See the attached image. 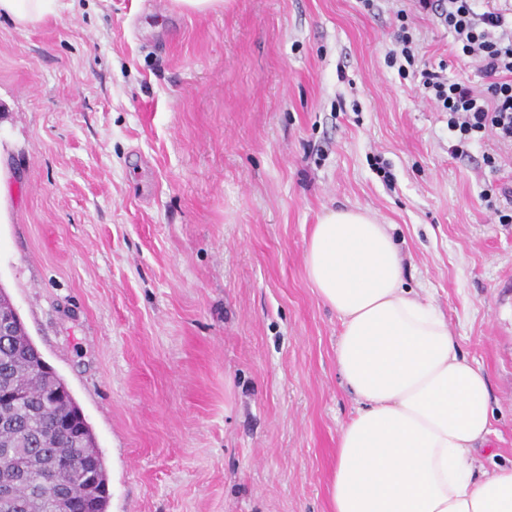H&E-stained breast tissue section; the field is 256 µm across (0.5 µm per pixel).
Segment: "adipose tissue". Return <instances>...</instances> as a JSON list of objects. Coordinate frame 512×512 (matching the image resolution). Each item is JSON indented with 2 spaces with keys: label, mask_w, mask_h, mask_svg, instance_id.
I'll list each match as a JSON object with an SVG mask.
<instances>
[{
  "label": "adipose tissue",
  "mask_w": 512,
  "mask_h": 512,
  "mask_svg": "<svg viewBox=\"0 0 512 512\" xmlns=\"http://www.w3.org/2000/svg\"><path fill=\"white\" fill-rule=\"evenodd\" d=\"M57 0H0L21 29ZM305 271L341 331L336 363L358 409L342 427L331 512H512V464L479 477L491 434L489 383L458 350L444 316L404 285L389 225L360 209L315 224Z\"/></svg>",
  "instance_id": "1"
}]
</instances>
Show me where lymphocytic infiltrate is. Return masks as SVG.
<instances>
[{
	"instance_id": "lymphocytic-infiltrate-1",
	"label": "lymphocytic infiltrate",
	"mask_w": 512,
	"mask_h": 512,
	"mask_svg": "<svg viewBox=\"0 0 512 512\" xmlns=\"http://www.w3.org/2000/svg\"><path fill=\"white\" fill-rule=\"evenodd\" d=\"M434 12L461 45L463 55L474 59L488 80L479 91L463 81H451L426 71L422 85L438 107L448 114L453 153L493 135L512 146V24L500 11H477V0H418Z\"/></svg>"
}]
</instances>
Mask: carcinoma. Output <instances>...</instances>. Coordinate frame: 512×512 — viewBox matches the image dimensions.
I'll return each mask as SVG.
<instances>
[{
    "mask_svg": "<svg viewBox=\"0 0 512 512\" xmlns=\"http://www.w3.org/2000/svg\"><path fill=\"white\" fill-rule=\"evenodd\" d=\"M21 395L0 405V457L12 462L0 472L9 480L0 494V512H59L57 494L46 487L54 476L61 485L88 483L81 512H106L109 493L103 457L81 407L64 379L42 367V355L23 325L0 335V391Z\"/></svg>",
    "mask_w": 512,
    "mask_h": 512,
    "instance_id": "cac0c4a2",
    "label": "carcinoma"
}]
</instances>
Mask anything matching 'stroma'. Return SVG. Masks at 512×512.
<instances>
[{
	"mask_svg": "<svg viewBox=\"0 0 512 512\" xmlns=\"http://www.w3.org/2000/svg\"><path fill=\"white\" fill-rule=\"evenodd\" d=\"M151 3L0 17V287L93 429L107 512H329L358 404L304 254L343 207L389 225L512 461V147L452 154L420 75L480 89L477 63L414 0ZM397 42L399 46H401L400 52L392 51L389 53L390 63L394 66L403 58L408 67H414L416 63V56L412 49L413 38L408 34L404 24L399 28Z\"/></svg>",
	"mask_w": 512,
	"mask_h": 512,
	"instance_id": "obj_1",
	"label": "stroma"
}]
</instances>
